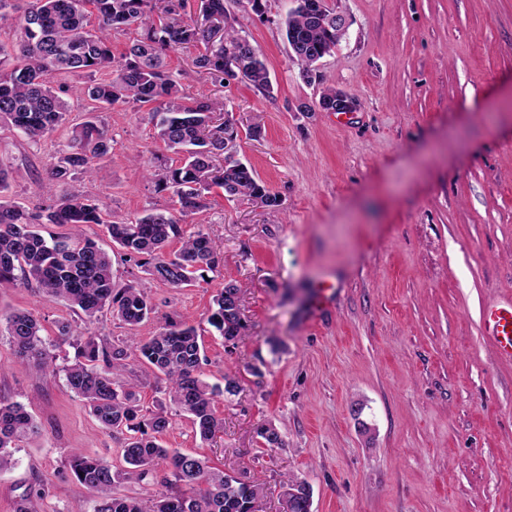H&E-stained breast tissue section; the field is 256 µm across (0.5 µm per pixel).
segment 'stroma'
<instances>
[{"label":"stroma","instance_id":"35a3bbf8","mask_svg":"<svg viewBox=\"0 0 512 512\" xmlns=\"http://www.w3.org/2000/svg\"><path fill=\"white\" fill-rule=\"evenodd\" d=\"M348 22L334 55L308 79L285 38L288 0H227L228 25L263 55L270 91L239 79L212 83L192 64L198 47L171 53L168 68L191 98L227 111L249 164L279 204L231 200L222 190L187 216L221 253L205 282L175 289L152 280L114 247L104 226L86 236L112 258L115 287L136 285L154 307L131 327L93 324L35 283L0 285V315L34 314L56 364L19 359L0 332V395L25 405L39 437L20 443L0 472V512H94L72 476L80 450L124 465L120 438L100 427L68 387L75 360L58 327L118 342L153 336L166 319L196 328L205 380L238 392L216 413L224 431L202 440L190 416L169 407L158 438L170 452L261 485L264 512H283V483L312 490L311 512H512V359L487 336L484 309L512 296V0H327ZM331 86L354 99L346 117L323 111ZM111 149L83 187L111 220L177 211L147 183L136 155H167L155 128L129 105L99 112ZM261 136L248 138V127ZM62 127L41 141L0 124V166L12 201L41 202V184L65 148ZM240 285L247 323L232 343L209 324L213 297ZM322 285L333 288L317 310ZM144 410L165 400L153 367L129 360ZM271 425L284 445L266 448Z\"/></svg>","mask_w":512,"mask_h":512}]
</instances>
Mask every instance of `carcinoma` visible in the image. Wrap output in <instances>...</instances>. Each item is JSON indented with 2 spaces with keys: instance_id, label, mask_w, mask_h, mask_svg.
Wrapping results in <instances>:
<instances>
[{
  "instance_id": "1",
  "label": "carcinoma",
  "mask_w": 512,
  "mask_h": 512,
  "mask_svg": "<svg viewBox=\"0 0 512 512\" xmlns=\"http://www.w3.org/2000/svg\"><path fill=\"white\" fill-rule=\"evenodd\" d=\"M165 17L154 21L156 0H35L18 13L15 0H0V29L18 32L15 63L0 44V122L5 121L27 139L37 142L69 123L66 88L54 79L83 73V88L95 111L116 104L146 108L148 120L168 149L179 156L176 164L155 156L135 161L156 190L166 191L180 205L183 216L207 207V195L215 188L229 197L277 205L252 167L235 158L239 132L231 120L217 117L212 104L181 94L167 71L169 53L202 43L205 51L193 65L219 85L246 79L259 90L270 89L264 59L251 42L226 27L224 0H201L200 12L217 17L222 34L215 38L193 20L178 18L185 0H165ZM285 20V37L294 45V58L305 67L336 51L342 38L336 35V10L325 0L320 7L303 10L291 0ZM96 13L98 27L88 28L87 17ZM138 30V37L115 57L112 36ZM110 152L105 131L92 120L76 124L68 150L48 172L43 187L46 202L30 211L8 200L9 173L0 167V285L19 279L35 282L44 295L80 309L88 320L108 311L129 326L150 317L153 306L136 286L117 288L112 281V259L97 244L82 237L85 224H103L126 255L143 257L139 267L149 278L172 288H186L205 279L221 262L220 252L208 235H185L180 219L169 210H150L133 220L112 222L103 218L99 201L75 187L79 177H89L96 160ZM47 224L69 227V232L44 236ZM177 239L178 251L166 247ZM241 288L227 283L216 294L209 324L232 342L243 334L246 322L236 302ZM5 327L16 355L35 359L43 367L53 365L38 319L29 311H13ZM80 343L77 360L66 368L70 389L84 401L90 413L109 433H128L122 452L128 468L114 471L102 457L75 451L71 471L81 485L98 498L95 512H262L263 490L213 470L206 460L189 454L169 453L156 435L169 426L164 407L142 413L131 389L119 388L117 371L135 356L155 367L168 383L171 404L192 417L200 437L212 440L224 431L215 415L223 393L236 392L235 379L224 377V388L203 379L202 345L196 329L185 322L168 320L147 341L132 336L114 343L90 336ZM40 434L25 407L0 397V471L14 465L12 448ZM165 465L180 490L174 494L130 498L117 496L120 481L141 480L150 468ZM283 512H309V485L295 476L284 482Z\"/></svg>"
}]
</instances>
